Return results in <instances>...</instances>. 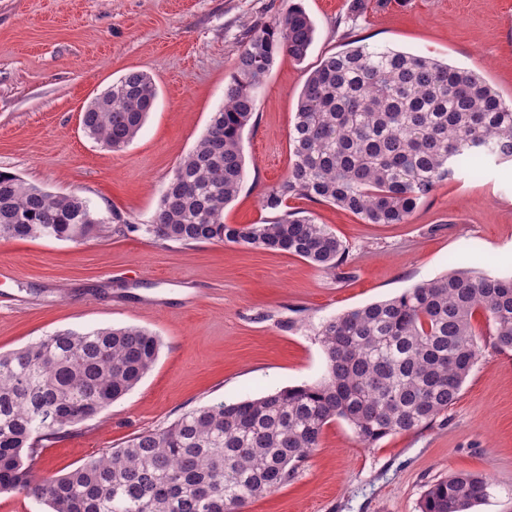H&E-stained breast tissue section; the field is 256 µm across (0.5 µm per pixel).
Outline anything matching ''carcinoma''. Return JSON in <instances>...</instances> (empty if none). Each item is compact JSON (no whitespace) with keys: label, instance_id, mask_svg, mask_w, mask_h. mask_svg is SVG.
I'll return each instance as SVG.
<instances>
[{"label":"carcinoma","instance_id":"cac0c4a2","mask_svg":"<svg viewBox=\"0 0 512 512\" xmlns=\"http://www.w3.org/2000/svg\"><path fill=\"white\" fill-rule=\"evenodd\" d=\"M315 27L298 5L247 29L206 134L167 182L146 232L189 246L230 242L286 252L338 274L348 252L325 225L286 210L288 199L334 204L367 224H406L461 168L512 161V103L476 72L390 49L350 46L309 74L291 135L295 162L262 206L264 224H226L244 177L242 134L277 56L302 61ZM157 96L127 72L82 115L84 132L117 152L133 142ZM102 226L76 194H53L0 171V238L83 242ZM512 350V277L472 268L324 320L326 373L314 385L203 406L170 426L63 474L34 473L42 442L74 435L154 366L159 340L137 326L66 329L0 353V493H23L52 512H241L288 483L344 420L365 447L428 427L458 399L479 351L476 316ZM481 474L455 472L427 486L420 512H469L489 496Z\"/></svg>","mask_w":512,"mask_h":512}]
</instances>
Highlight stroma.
<instances>
[{"instance_id": "obj_1", "label": "stroma", "mask_w": 512, "mask_h": 512, "mask_svg": "<svg viewBox=\"0 0 512 512\" xmlns=\"http://www.w3.org/2000/svg\"><path fill=\"white\" fill-rule=\"evenodd\" d=\"M292 3L315 38L303 61L279 55L257 91L225 223L274 219L261 200L295 160L299 94L320 61L351 42L474 70L512 100V0H0V170L81 195L105 225L81 244L0 238L9 270L0 352L64 329L134 325L160 340L133 390L76 436L39 449L41 473L68 471L201 406L318 383L323 320L446 274L461 256L512 276V161L457 172L406 224L290 199L348 248L344 280L286 253L146 232L176 166L224 103L245 31ZM131 70L153 77L157 98L135 140L112 152L85 134L82 114ZM475 326L479 356L430 426L365 448L349 423L333 421L296 477L244 512H419L428 484L459 471L491 484L473 512H512V350L495 348L484 318Z\"/></svg>"}]
</instances>
